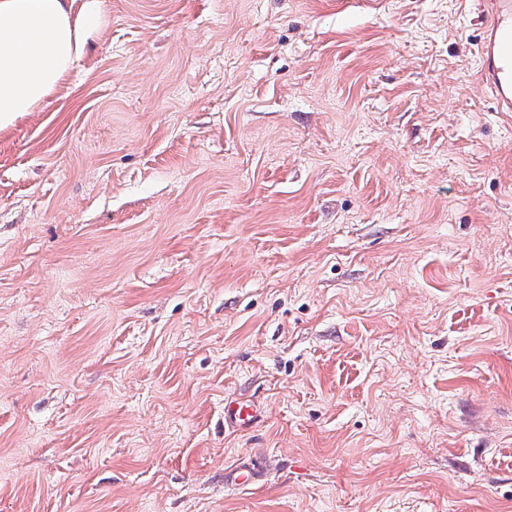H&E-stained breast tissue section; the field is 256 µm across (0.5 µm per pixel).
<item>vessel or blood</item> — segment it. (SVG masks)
<instances>
[{
	"instance_id": "obj_1",
	"label": "vessel or blood",
	"mask_w": 512,
	"mask_h": 512,
	"mask_svg": "<svg viewBox=\"0 0 512 512\" xmlns=\"http://www.w3.org/2000/svg\"><path fill=\"white\" fill-rule=\"evenodd\" d=\"M491 5L483 19L479 71L499 111L512 112V0H491ZM254 417L252 404L232 399L224 405V425L229 429L251 427Z\"/></svg>"
}]
</instances>
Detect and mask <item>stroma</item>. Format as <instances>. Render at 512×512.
Here are the masks:
<instances>
[{"label":"stroma","instance_id":"stroma-1","mask_svg":"<svg viewBox=\"0 0 512 512\" xmlns=\"http://www.w3.org/2000/svg\"><path fill=\"white\" fill-rule=\"evenodd\" d=\"M98 2L0 134V512H512L487 0ZM255 410L251 403L232 399L224 404V427L232 430L251 427Z\"/></svg>","mask_w":512,"mask_h":512}]
</instances>
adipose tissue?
Returning a JSON list of instances; mask_svg holds the SVG:
<instances>
[{
	"label": "adipose tissue",
	"instance_id": "adipose-tissue-1",
	"mask_svg": "<svg viewBox=\"0 0 512 512\" xmlns=\"http://www.w3.org/2000/svg\"><path fill=\"white\" fill-rule=\"evenodd\" d=\"M98 26L95 0H0V131L56 91Z\"/></svg>",
	"mask_w": 512,
	"mask_h": 512
}]
</instances>
